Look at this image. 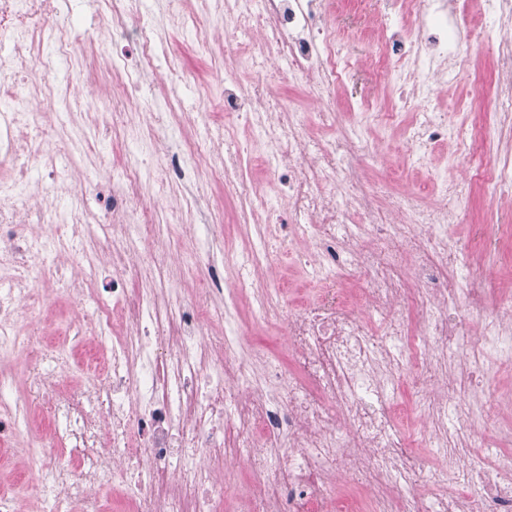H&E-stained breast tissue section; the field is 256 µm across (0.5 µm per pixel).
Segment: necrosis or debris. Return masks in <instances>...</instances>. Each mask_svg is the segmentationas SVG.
Masks as SVG:
<instances>
[{
	"label": "necrosis or debris",
	"instance_id": "4bbe7bcc",
	"mask_svg": "<svg viewBox=\"0 0 512 512\" xmlns=\"http://www.w3.org/2000/svg\"><path fill=\"white\" fill-rule=\"evenodd\" d=\"M141 0H105L108 36L87 77L114 83L113 144H162L167 160L113 165L107 211L95 239L112 258L111 280L82 238L94 214L82 193L47 207L57 157L31 132L42 120L31 103L68 90L48 72L73 56L71 29L58 25L66 0H0V443L28 438L31 491L49 512H224V491L238 464L249 466L246 512H512V399L475 394L482 366L495 356L512 370V298L472 320L456 283L448 229L469 199L431 205L418 193L381 204L367 162L382 156L364 126L398 124L404 165L423 168L444 143L457 169H468L475 143L464 125H448L441 98L469 66L472 43H493L500 76L496 169L487 193L512 201V0H482L485 26H470L464 0H382L410 25L376 35L390 85L418 100L414 116L376 111L361 100L360 126L313 132L301 113L276 111L266 76L271 60L289 82L327 104L346 58L328 0H167L165 22L139 16ZM220 20L233 38L224 53L221 115L206 140L177 137L180 102L167 100L164 124L132 122L122 61L136 62L146 83L167 61V34L195 26L199 12ZM41 68H34V60ZM251 78L241 81L239 67ZM239 120L257 154L224 143ZM204 166L240 207L234 235L216 237L208 213L187 210L201 231L176 233L155 219L156 201L176 192L187 172L177 159ZM165 252L192 251L196 286L181 288L171 266L144 256L148 236ZM289 256L307 294L288 307ZM67 257L80 278L67 292L90 308L95 333L72 326L71 340L36 349L23 311L45 307L38 286L50 260ZM278 326L292 367L257 347L256 328ZM425 378L416 407L428 442L444 458L429 476L451 484L446 496L412 492L414 452L396 427L394 377L404 365ZM237 403L227 414L225 400ZM486 405L498 431L494 465L474 476L461 462L474 436V409ZM365 485L367 504L338 494L346 471Z\"/></svg>",
	"mask_w": 512,
	"mask_h": 512
}]
</instances>
